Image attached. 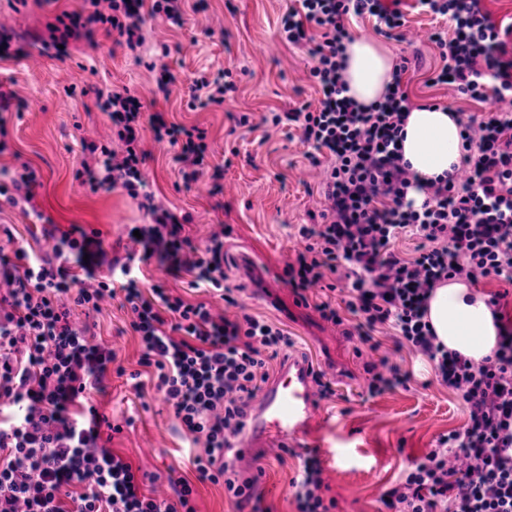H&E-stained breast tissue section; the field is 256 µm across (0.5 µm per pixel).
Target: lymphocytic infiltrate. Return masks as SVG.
Instances as JSON below:
<instances>
[{
    "instance_id": "obj_1",
    "label": "lymphocytic infiltrate",
    "mask_w": 512,
    "mask_h": 512,
    "mask_svg": "<svg viewBox=\"0 0 512 512\" xmlns=\"http://www.w3.org/2000/svg\"><path fill=\"white\" fill-rule=\"evenodd\" d=\"M401 3L291 0L281 17L283 39L309 54L320 98L262 121L299 132L311 165L326 174L327 201L321 223L301 226L307 244L286 264L285 282L301 295L346 269L344 306L320 302L322 317L337 325L352 317L365 341L392 332L398 346L433 363L467 410L466 425L441 436L387 491L390 512H512V321L502 296L487 301L501 326L496 348L479 363L446 350L426 319L440 282L491 277L512 286V25H497L483 0H414L406 11ZM410 10L440 22L431 35L441 61L434 84L500 104L460 119L458 169L435 179L412 174L401 154L413 108L403 88L411 59L400 56L387 94L370 106L347 97L343 75L350 21L373 20L377 33L400 42ZM159 17L181 24L183 0H83L80 10L58 16L42 45L57 49L99 24L117 31L136 55L143 26ZM96 102L124 148L83 142L81 166L91 188L122 190L144 210L142 251L114 260L99 232L76 224L65 231L43 225L45 251L0 250V512H196V481L223 485L243 512L259 501L265 470L237 469L230 438L242 431L271 362L293 340L248 313L216 315L163 284L141 288L140 266L154 259L171 274L188 273L189 287L235 305L225 283L223 235L194 246L185 232L190 216H177L147 191L143 134L175 148L184 182L222 171L208 167L205 130L143 113L140 98L126 91L97 92ZM37 183L30 167L11 172L0 185V207L36 214ZM407 237L417 245L403 258L392 246ZM115 297L140 339L139 366L194 449L195 480L169 478L164 495L154 489L156 476L137 477L103 439L110 421L94 397L108 372L121 377L126 369L107 344L93 342L91 326L76 314L99 311L102 300ZM289 489L298 512H331L317 459L304 460Z\"/></svg>"
}]
</instances>
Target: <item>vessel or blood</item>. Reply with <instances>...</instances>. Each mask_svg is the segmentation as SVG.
Returning <instances> with one entry per match:
<instances>
[{"label":"vessel or blood","mask_w":512,"mask_h":512,"mask_svg":"<svg viewBox=\"0 0 512 512\" xmlns=\"http://www.w3.org/2000/svg\"><path fill=\"white\" fill-rule=\"evenodd\" d=\"M319 406L318 388L306 358L288 355L251 405L243 432L232 446L246 459L253 449L274 452L310 427Z\"/></svg>","instance_id":"b4317fda"}]
</instances>
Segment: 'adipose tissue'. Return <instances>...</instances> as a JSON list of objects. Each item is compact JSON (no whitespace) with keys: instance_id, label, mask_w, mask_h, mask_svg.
<instances>
[{"instance_id":"obj_1","label":"adipose tissue","mask_w":512,"mask_h":512,"mask_svg":"<svg viewBox=\"0 0 512 512\" xmlns=\"http://www.w3.org/2000/svg\"><path fill=\"white\" fill-rule=\"evenodd\" d=\"M389 51L373 38L352 37L346 43L345 76L349 95L368 106L383 99L392 80ZM402 156L421 178L451 172L461 151L460 127L455 113L441 107L413 109L404 126ZM428 320L445 348L481 359L498 342V329L483 295L468 282L439 284L428 301Z\"/></svg>"}]
</instances>
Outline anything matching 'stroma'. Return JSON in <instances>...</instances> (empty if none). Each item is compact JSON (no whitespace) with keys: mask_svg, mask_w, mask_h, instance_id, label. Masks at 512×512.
Returning <instances> with one entry per match:
<instances>
[{"mask_svg":"<svg viewBox=\"0 0 512 512\" xmlns=\"http://www.w3.org/2000/svg\"><path fill=\"white\" fill-rule=\"evenodd\" d=\"M80 5L81 0H27L18 7L13 0H0V27L14 32L20 50L17 58L0 62V92L11 97L10 108L0 114V141L7 145L0 153V169L28 163L38 176L34 204L39 212L64 230L81 224L100 231L105 248L121 258L134 248L127 227L143 223L142 211L126 193L94 191L76 178L82 138L106 143L116 137L96 104L94 89L129 91L140 97L145 112L161 111L170 121L205 128L208 161L223 167V180L204 175L184 183L174 148L149 141L143 168L150 191L176 214L190 215L186 232L194 242H202L217 225H232L233 233L224 241V271L238 301L247 312L286 329L296 351L335 383L334 395L320 402L319 423L293 455L282 464L272 456L263 458L261 506L266 512H297L289 482L304 458L315 455L337 501L336 512H381L383 494L440 436L464 426L467 413L462 401L439 383L430 362L396 350L386 335L380 338L379 352L394 354L409 381L369 395L364 366L375 353L358 336L347 335L345 326L322 318L315 308L318 291H311L304 304L281 280L285 264L302 245L300 225L323 208L321 173L306 160L296 132L261 124L237 129L231 117L248 112L259 120L272 111L318 101L307 55L280 39V17L288 0H188L183 26L161 20L148 24L147 53L162 43L171 48L167 63L174 80L165 94L157 91L146 62L127 54L117 33L94 29L90 37L71 42L64 57L43 51L39 39L56 16ZM407 18L421 53L419 68L404 77L411 99L468 114L491 110L493 101L456 97L446 87L427 85L436 63L428 40L435 23L414 12ZM227 68L238 84L233 97L220 106L189 108L190 80ZM91 319L127 370H135L139 340L119 300L103 304ZM96 402L111 420L123 424L111 447L133 467L163 478L172 471L195 478L188 443L153 388L140 397L125 379L110 374Z\"/></svg>","mask_w":512,"mask_h":512,"instance_id":"1","label":"stroma"}]
</instances>
